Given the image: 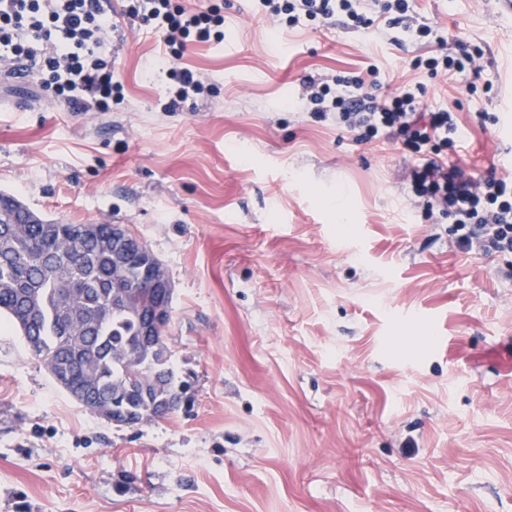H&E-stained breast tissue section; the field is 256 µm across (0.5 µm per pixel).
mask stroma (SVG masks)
Here are the masks:
<instances>
[{
    "label": "stroma",
    "instance_id": "stroma-1",
    "mask_svg": "<svg viewBox=\"0 0 512 512\" xmlns=\"http://www.w3.org/2000/svg\"><path fill=\"white\" fill-rule=\"evenodd\" d=\"M188 50L211 86L166 112L158 34L120 17L122 85L69 112L0 81V192L60 224H124L173 284L166 342L193 399L115 426L0 328V512H512V256L459 252L408 200L396 146L298 110L305 76L380 69L456 115L462 160L506 175L512 0H414L479 75L412 70L338 19L296 30L253 0ZM477 92H468L469 84Z\"/></svg>",
    "mask_w": 512,
    "mask_h": 512
}]
</instances>
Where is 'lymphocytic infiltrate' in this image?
<instances>
[{"instance_id":"1","label":"lymphocytic infiltrate","mask_w":512,"mask_h":512,"mask_svg":"<svg viewBox=\"0 0 512 512\" xmlns=\"http://www.w3.org/2000/svg\"><path fill=\"white\" fill-rule=\"evenodd\" d=\"M261 15L279 18L288 28L345 16L349 27L375 33L389 44L427 42L430 24L407 22L410 0H257ZM123 16L160 33L163 57L174 82L166 112L202 94L206 86L184 62L191 45L224 40L221 6L190 8L181 0H132ZM112 12L103 0H0V73L17 71L36 79L41 90L73 112L108 109L119 90L112 56L104 49ZM42 44L35 52L34 44ZM480 50L448 52L445 39L435 50L416 56L412 67L432 78L479 73ZM379 70L330 79L307 77L300 99L311 118L352 132L355 143L384 139L413 158L411 200L426 217L453 224L455 245L464 253L481 248L512 254V179L495 173L480 176L455 161L459 125L448 109L425 110L422 84H404L392 94H377Z\"/></svg>"}]
</instances>
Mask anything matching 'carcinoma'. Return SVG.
<instances>
[{"mask_svg":"<svg viewBox=\"0 0 512 512\" xmlns=\"http://www.w3.org/2000/svg\"><path fill=\"white\" fill-rule=\"evenodd\" d=\"M0 208V317L23 336L66 391L94 396L136 427L166 417L161 405L188 399L190 383L171 361L166 336L142 339L137 321L112 309L118 291L147 292L146 245L133 240L115 264L108 224H8ZM119 288H114V285Z\"/></svg>","mask_w":512,"mask_h":512,"instance_id":"cac0c4a2","label":"carcinoma"}]
</instances>
